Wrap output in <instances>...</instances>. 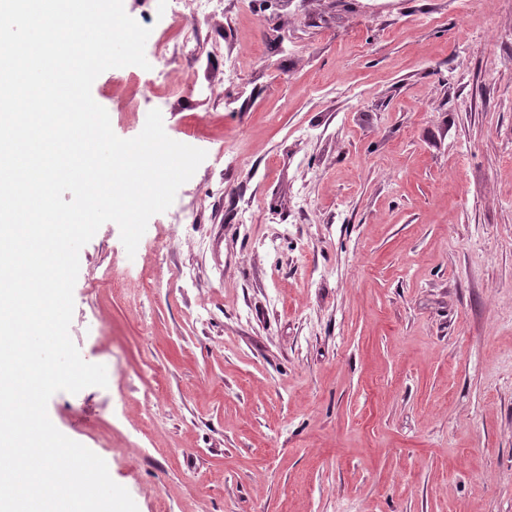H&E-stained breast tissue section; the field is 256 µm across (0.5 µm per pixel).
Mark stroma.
Wrapping results in <instances>:
<instances>
[{"mask_svg": "<svg viewBox=\"0 0 512 512\" xmlns=\"http://www.w3.org/2000/svg\"><path fill=\"white\" fill-rule=\"evenodd\" d=\"M196 37L165 100L92 85L207 157L195 223L81 248L108 385L51 421L138 512H512V0H224Z\"/></svg>", "mask_w": 512, "mask_h": 512, "instance_id": "obj_1", "label": "stroma"}]
</instances>
